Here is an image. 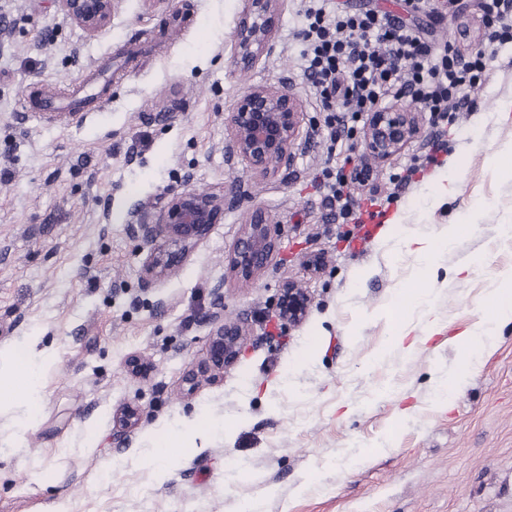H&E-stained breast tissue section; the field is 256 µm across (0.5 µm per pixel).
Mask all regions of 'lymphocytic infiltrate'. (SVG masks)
Wrapping results in <instances>:
<instances>
[{"mask_svg":"<svg viewBox=\"0 0 512 512\" xmlns=\"http://www.w3.org/2000/svg\"><path fill=\"white\" fill-rule=\"evenodd\" d=\"M328 2L305 0L298 39L302 78L325 114L329 141L353 139L362 115L392 96L410 98L434 121H453L470 105L467 90L486 84L483 52L461 58L416 23L454 13L455 0H403L401 16L375 8L334 13Z\"/></svg>","mask_w":512,"mask_h":512,"instance_id":"f902f5d3","label":"lymphocytic infiltrate"}]
</instances>
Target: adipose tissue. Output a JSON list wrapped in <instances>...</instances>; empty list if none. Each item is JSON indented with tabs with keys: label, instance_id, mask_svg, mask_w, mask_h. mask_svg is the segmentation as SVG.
Returning a JSON list of instances; mask_svg holds the SVG:
<instances>
[{
	"label": "adipose tissue",
	"instance_id": "obj_1",
	"mask_svg": "<svg viewBox=\"0 0 512 512\" xmlns=\"http://www.w3.org/2000/svg\"><path fill=\"white\" fill-rule=\"evenodd\" d=\"M456 234L457 227L452 224L435 235L406 236L395 242L393 250L429 260L446 253ZM486 294L493 301L494 316L488 321H478L454 337L453 342L462 355V366L449 376V392H456L466 382L479 355L494 349L499 325L512 320V277L498 280ZM39 354V341L35 338L0 346V405L18 403L29 410L38 408L42 392L35 377H28L21 384L17 381V373L22 367L31 365Z\"/></svg>",
	"mask_w": 512,
	"mask_h": 512
}]
</instances>
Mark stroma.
Returning <instances> with one entry per match:
<instances>
[{"label":"stroma","instance_id":"35a3bbf8","mask_svg":"<svg viewBox=\"0 0 512 512\" xmlns=\"http://www.w3.org/2000/svg\"><path fill=\"white\" fill-rule=\"evenodd\" d=\"M303 5L280 0L274 50L240 66L244 0H118L93 36L57 0H0L12 30L0 47V344L37 336L48 355L32 426L20 430L21 407L0 409V512H51L59 502L66 512H512V321L452 406L434 403L437 379L459 367L453 338L493 316L482 293L512 274V241L498 235L512 224V166L495 160L512 142V124L499 121L512 100V43L495 46L490 79L471 92L439 165L403 190L391 184L431 139L426 121L421 139L352 184L355 197L376 200L377 232L362 242L348 239L313 181L327 143L301 78ZM109 68L106 102L67 122L38 112L34 93L72 97ZM286 76L307 114L292 172L228 165L217 149L228 113L250 87ZM446 174L459 193L441 204L433 188ZM218 184L240 191L236 206L175 276L144 285L148 248L129 234V208ZM257 208L278 226L279 253L254 280L226 277ZM448 224L456 240L424 280L446 328L406 357L387 345L392 299L420 265L390 247ZM306 248L326 252L323 273L302 266ZM460 265L469 273L453 277ZM290 280L312 305L300 326L281 330L270 313ZM219 281L226 317L248 321L251 338L223 382L188 396L183 371L207 358L204 315ZM131 353L151 362L149 375L127 371ZM286 372L295 385L280 383ZM124 404L141 422L122 446L112 414ZM203 413L225 423L203 450L149 463L157 444Z\"/></svg>","mask_w":512,"mask_h":512}]
</instances>
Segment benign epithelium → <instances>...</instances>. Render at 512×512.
<instances>
[{
	"mask_svg": "<svg viewBox=\"0 0 512 512\" xmlns=\"http://www.w3.org/2000/svg\"><path fill=\"white\" fill-rule=\"evenodd\" d=\"M237 26L235 57L249 64L274 49L272 18L278 0H246ZM61 10L88 34L101 31L111 20L115 0H58ZM282 87L256 86L249 89L225 118L227 138L221 150L230 165L242 164L260 174L277 173L294 163L306 112L300 99ZM421 133L419 112L399 103L368 113L363 130L365 155L383 162L400 153ZM238 202L237 192L217 187L206 193L185 189L171 193L158 210L140 204L127 214L131 236L149 246L143 264V281L149 286L174 274L190 250L204 240L213 225L224 219V208ZM279 249L278 230L262 209L252 212L227 257V268L236 279L249 281L259 276ZM205 318L210 325L208 357L189 367L183 381L193 391L199 378L214 380L232 367L250 333L243 322L224 321V283L215 284ZM311 297L295 282L283 285L274 318L282 327L300 324ZM139 422L137 409L126 406L113 415L116 435L131 437Z\"/></svg>",
	"mask_w": 512,
	"mask_h": 512,
	"instance_id": "7a95c632",
	"label": "benign epithelium"
}]
</instances>
